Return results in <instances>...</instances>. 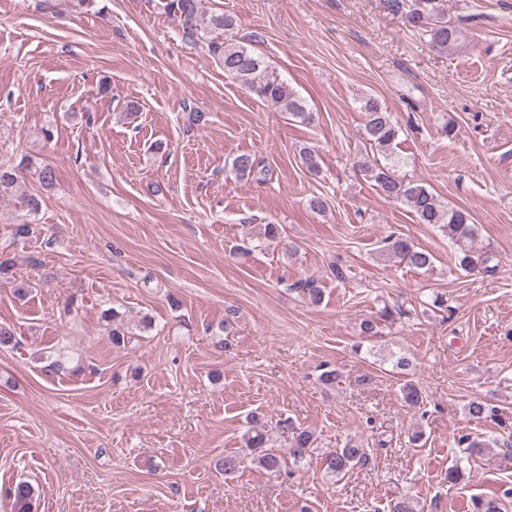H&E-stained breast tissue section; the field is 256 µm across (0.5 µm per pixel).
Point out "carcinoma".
Instances as JSON below:
<instances>
[{
	"label": "carcinoma",
	"mask_w": 512,
	"mask_h": 512,
	"mask_svg": "<svg viewBox=\"0 0 512 512\" xmlns=\"http://www.w3.org/2000/svg\"><path fill=\"white\" fill-rule=\"evenodd\" d=\"M393 2L398 10L405 12L406 20L412 27L429 35L433 48L443 51L459 44L461 31L457 26L448 24L445 0ZM155 6L161 13L178 21L184 39L196 45L210 42L212 53L227 77L271 103L279 111L288 113L302 123L311 122L312 113L304 101L271 69L262 55L242 42L213 41L215 34L234 29L236 18L233 15L222 11L209 14L203 10L202 0H155ZM362 111L365 112L364 135L372 153L371 158L364 161L363 171L374 182L380 194L405 205L420 223L438 226L452 243L458 245L457 268L470 271L481 265L487 272L495 271L496 266L492 265L493 254L485 252L477 255L472 250L471 243L475 241L477 226L473 224L470 212L443 206L430 186L402 174L400 158L395 153L399 127L387 108L379 100L369 97L363 102ZM233 166L242 178L251 176L256 179L264 173V169L256 168L255 159L247 154L238 156ZM20 183L21 175L17 168L0 164V198L17 200L28 215L34 216L40 209L41 200L36 193L20 190ZM384 243L385 250L407 266L425 272L433 270L435 257L430 251L394 234L388 236ZM296 289L307 296L311 303H320L322 290L318 280L309 278L301 281ZM405 314L406 311L401 308L392 310L385 306L376 316L360 322V335L375 338L381 335V323ZM111 317L114 321L112 345L121 348L128 341L129 331L123 325L115 324L119 318L117 311H112ZM251 423L252 431L245 439V447L251 451L253 461L270 473L281 472V457L266 448L263 417L255 413L251 415ZM313 443L311 432L303 430L296 433L289 450L292 463L297 465L306 462L313 453ZM367 461L366 449L356 441H349L343 447L327 453L322 458V466L326 473L339 477L357 465H365ZM9 495L13 499L14 512H33L35 490L30 483H17Z\"/></svg>",
	"instance_id": "carcinoma-1"
}]
</instances>
